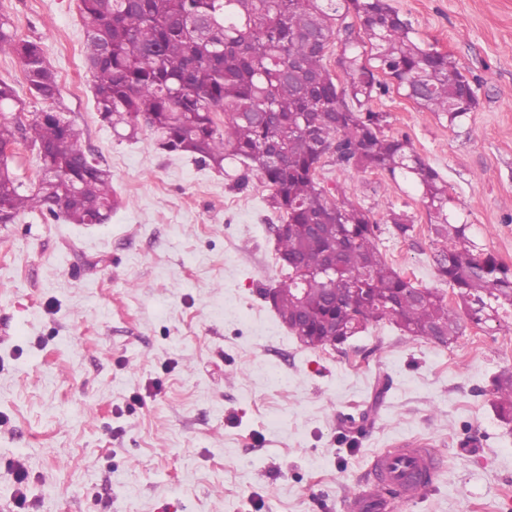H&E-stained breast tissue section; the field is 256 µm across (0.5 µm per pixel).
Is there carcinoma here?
Instances as JSON below:
<instances>
[{
    "instance_id": "cac0c4a2",
    "label": "carcinoma",
    "mask_w": 512,
    "mask_h": 512,
    "mask_svg": "<svg viewBox=\"0 0 512 512\" xmlns=\"http://www.w3.org/2000/svg\"><path fill=\"white\" fill-rule=\"evenodd\" d=\"M84 64L93 78L101 120L127 137L144 124L167 153L234 171L231 187L260 175L279 214L281 280L274 305L281 322L312 349L355 336L389 320L408 336L439 334L450 345L462 321L498 329L512 316V268L471 238V225L448 211V187L405 136L385 133L388 113L371 107L389 89L453 125L475 110L470 79L451 57L413 38L411 24L388 0H79ZM360 22H346L349 15ZM338 48L343 80L326 66ZM0 54L22 63L29 92L60 102L55 71L42 46L20 39L0 15ZM18 90L0 80V149L21 143L39 150V175L27 187L0 152V224L47 213L70 224H104L118 208L112 177L83 156L73 122L51 113L19 126L6 110L22 111ZM282 141L283 158L267 146ZM401 176L417 185L430 219L438 288L417 289L385 260L382 229L372 212L326 189L322 160ZM387 230L412 237L405 213L391 212ZM319 225L312 236L307 225ZM310 300L295 299L299 280ZM339 296L332 303L327 290ZM496 415L512 422V373L495 378Z\"/></svg>"
}]
</instances>
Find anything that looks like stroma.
Here are the masks:
<instances>
[{
    "label": "stroma",
    "instance_id": "35a3bbf8",
    "mask_svg": "<svg viewBox=\"0 0 512 512\" xmlns=\"http://www.w3.org/2000/svg\"><path fill=\"white\" fill-rule=\"evenodd\" d=\"M418 39L447 52L478 105L456 125L397 86L375 98L448 186V208L512 266V0H390ZM79 0H0L39 42L83 147L112 173L104 224L50 215L0 224V505L13 469L25 512H351L373 457L427 444L444 465L395 512H512V425L493 409L512 371V327L465 323L442 345L381 321L312 349L262 296L280 278L268 186L120 137L95 110ZM325 187L378 222L395 269L438 287L417 188L326 163ZM381 404H374V397Z\"/></svg>",
    "mask_w": 512,
    "mask_h": 512
}]
</instances>
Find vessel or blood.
Listing matches in <instances>:
<instances>
[{
	"label": "vessel or blood",
	"mask_w": 512,
	"mask_h": 512,
	"mask_svg": "<svg viewBox=\"0 0 512 512\" xmlns=\"http://www.w3.org/2000/svg\"><path fill=\"white\" fill-rule=\"evenodd\" d=\"M434 467L435 454L430 448H395L375 456L371 464L374 478L364 482L355 495L352 512H390L387 489H394L404 499H413L421 491L417 476L431 473Z\"/></svg>",
	"instance_id": "b4317fda"
}]
</instances>
